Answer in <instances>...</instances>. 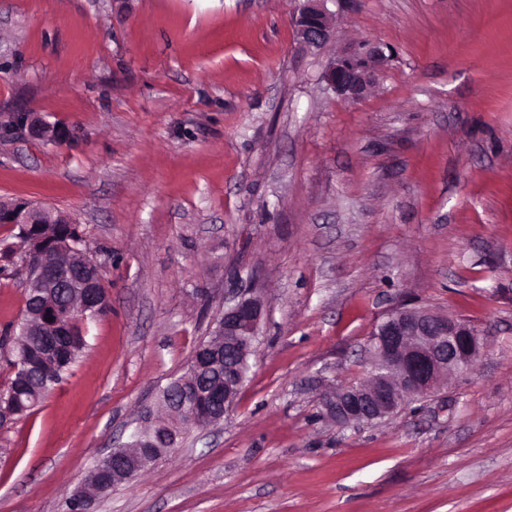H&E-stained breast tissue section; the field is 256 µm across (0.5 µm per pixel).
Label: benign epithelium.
Masks as SVG:
<instances>
[{"instance_id":"1","label":"benign epithelium","mask_w":512,"mask_h":512,"mask_svg":"<svg viewBox=\"0 0 512 512\" xmlns=\"http://www.w3.org/2000/svg\"><path fill=\"white\" fill-rule=\"evenodd\" d=\"M294 26L301 43L320 47L332 36L328 0H299ZM388 61L384 51L361 41L347 52L335 56L328 64L323 79L327 87L348 102L361 100ZM31 136L56 139L54 131L36 117L26 119ZM69 215L22 200L0 202V224H23L30 232L33 249L28 259L38 258V273L34 287L46 295L47 303L32 316L31 327L48 337L50 347L57 348L69 341V328L59 317V310L83 316L109 308L106 289L102 288L100 265L90 256L82 264H60L48 255L42 224H71ZM264 315V301L250 290L233 293V302H224V314L217 321L214 335L219 340L198 347L194 361H203L224 347V388L214 391L212 399L223 405V412L212 411L210 403L198 400L196 380H181L184 405L189 410L166 421L153 418L142 429L157 432L155 442L169 441L168 432L206 427L224 419L238 398L245 378L249 358ZM484 349L480 334L469 324L445 314L405 305L391 309L376 327L368 356L371 373L367 382L344 386L324 393L323 411L339 427L384 420L401 410L408 401L433 396L454 377L471 368ZM122 448L100 459L102 466L94 471L96 483L82 485L73 494L86 512L91 501L105 495L111 486L128 480Z\"/></svg>"}]
</instances>
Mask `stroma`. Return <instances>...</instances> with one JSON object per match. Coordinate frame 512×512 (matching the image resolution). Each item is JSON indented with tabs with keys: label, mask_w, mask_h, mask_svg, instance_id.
Here are the masks:
<instances>
[{
	"label": "stroma",
	"mask_w": 512,
	"mask_h": 512,
	"mask_svg": "<svg viewBox=\"0 0 512 512\" xmlns=\"http://www.w3.org/2000/svg\"><path fill=\"white\" fill-rule=\"evenodd\" d=\"M298 0H0V200L71 216L110 308L65 381L0 428V512H69L185 373L233 289L265 317L235 408L90 512H512V0H356L324 46ZM367 40L363 99L327 90ZM465 320L471 370L341 429L402 303ZM387 61L388 57L380 47L361 41L335 56L323 79L337 96L354 103L365 96Z\"/></svg>",
	"instance_id": "stroma-1"
}]
</instances>
